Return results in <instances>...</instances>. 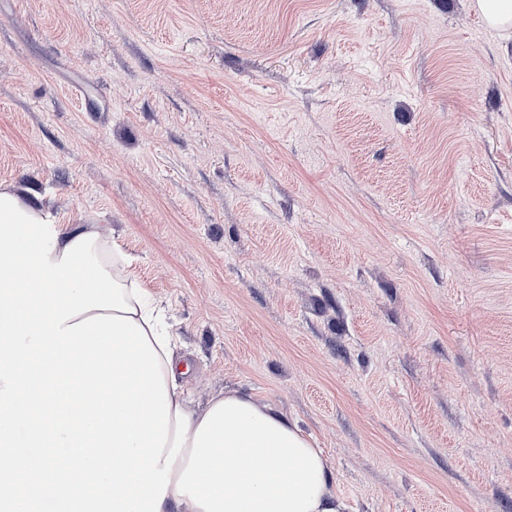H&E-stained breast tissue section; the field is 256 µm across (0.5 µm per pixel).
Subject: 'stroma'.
<instances>
[{
    "label": "stroma",
    "instance_id": "35a3bbf8",
    "mask_svg": "<svg viewBox=\"0 0 512 512\" xmlns=\"http://www.w3.org/2000/svg\"><path fill=\"white\" fill-rule=\"evenodd\" d=\"M0 184L118 247L196 405L350 512H512V30L472 0H0Z\"/></svg>",
    "mask_w": 512,
    "mask_h": 512
}]
</instances>
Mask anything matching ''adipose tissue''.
Here are the masks:
<instances>
[{
  "label": "adipose tissue",
  "instance_id": "adipose-tissue-1",
  "mask_svg": "<svg viewBox=\"0 0 512 512\" xmlns=\"http://www.w3.org/2000/svg\"><path fill=\"white\" fill-rule=\"evenodd\" d=\"M126 303L159 354L171 407L190 420L160 512H345L328 458L297 421L253 395L228 390L201 409L178 392L172 338L146 288Z\"/></svg>",
  "mask_w": 512,
  "mask_h": 512
}]
</instances>
